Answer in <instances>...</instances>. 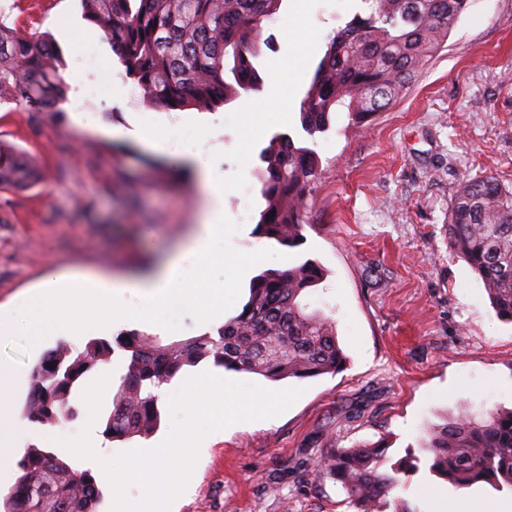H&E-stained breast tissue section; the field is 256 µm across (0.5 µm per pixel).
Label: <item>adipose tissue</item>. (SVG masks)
<instances>
[{
  "instance_id": "1",
  "label": "adipose tissue",
  "mask_w": 512,
  "mask_h": 512,
  "mask_svg": "<svg viewBox=\"0 0 512 512\" xmlns=\"http://www.w3.org/2000/svg\"><path fill=\"white\" fill-rule=\"evenodd\" d=\"M192 159L208 207L195 232L176 252L166 255L147 275L112 278L80 272L48 273L39 288L16 307L0 309V335L32 332L52 339H74L87 327L111 328L117 323H142L167 329L174 306L198 293L208 302L202 317H211L224 306V288L198 286L192 280L189 258L211 256L213 242L224 235V185L216 181L209 161L201 153ZM23 376L19 369L0 361V488L14 481L12 462L30 431L16 412L14 401Z\"/></svg>"
}]
</instances>
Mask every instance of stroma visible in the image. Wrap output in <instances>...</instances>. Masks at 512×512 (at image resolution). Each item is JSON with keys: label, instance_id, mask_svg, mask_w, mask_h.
<instances>
[{"label": "stroma", "instance_id": "stroma-1", "mask_svg": "<svg viewBox=\"0 0 512 512\" xmlns=\"http://www.w3.org/2000/svg\"><path fill=\"white\" fill-rule=\"evenodd\" d=\"M344 0H282L255 66L258 90L211 109L146 107L112 50L86 21L80 0H0L9 26L49 40L69 86L59 114L0 104V140L34 158L44 182L0 186V306L41 285L48 269L127 276L178 246L202 215L197 176L149 168L173 164L133 136L184 124L201 132L223 179L224 239L194 262L197 284L226 283L224 314L245 303L252 276L290 261H317L325 277L307 300L336 325L343 370L303 380L304 394L277 417L208 434L192 477L170 512H356L341 486L318 477L329 448L385 442L392 458L425 430L468 409L512 406V324L500 319L482 280L448 246V216L461 185L491 175L512 184V0H472L407 94L362 131L344 119L307 135L298 107L329 36L352 18ZM300 31L287 45L289 22ZM119 75L107 98L92 85L99 67ZM277 91L280 105L254 111ZM250 139H243L246 129ZM277 133L312 148L322 174L308 202L312 226L287 249L257 238L266 168L261 151ZM252 187L247 207L237 197ZM269 252L263 264L247 255ZM54 340L1 336L0 359L31 371ZM512 512V492L453 489L420 470L392 493L396 512Z\"/></svg>", "mask_w": 512, "mask_h": 512}]
</instances>
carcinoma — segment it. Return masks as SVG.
I'll return each mask as SVG.
<instances>
[{"mask_svg": "<svg viewBox=\"0 0 512 512\" xmlns=\"http://www.w3.org/2000/svg\"><path fill=\"white\" fill-rule=\"evenodd\" d=\"M282 0H82L85 19L112 42L128 78L163 110L210 108L256 90L254 61L268 41L265 23ZM330 38L305 96L299 122L309 135L325 133L343 112L359 130L388 108L445 47L470 0H363ZM58 51L47 40L19 34L0 19V103L30 112L58 111L67 95ZM265 207L254 234L286 247L302 244L310 226L308 196L321 174L314 150L276 134L262 155ZM41 181L35 162L0 140V185L23 189ZM450 248L481 277L497 314L512 322V187L492 176L465 183L448 224ZM313 260L254 277L242 309L215 333L163 342L132 330L114 341L94 339L83 350L58 346L33 367L24 418L36 424L72 419L74 401L90 379L126 354L103 435L112 442L149 438L160 426L158 389L202 362L270 382L334 374L346 364L334 322L309 309L306 295L323 280ZM54 368H49V365ZM380 442L329 448L318 474L340 484L357 512H386L402 477L426 461L430 473L454 488L487 484L512 491V409L477 418L460 409L430 427L419 444L393 462ZM21 472L0 512H97L102 500L89 469L43 448H27Z\"/></svg>", "mask_w": 512, "mask_h": 512, "instance_id": "obj_1", "label": "carcinoma"}]
</instances>
